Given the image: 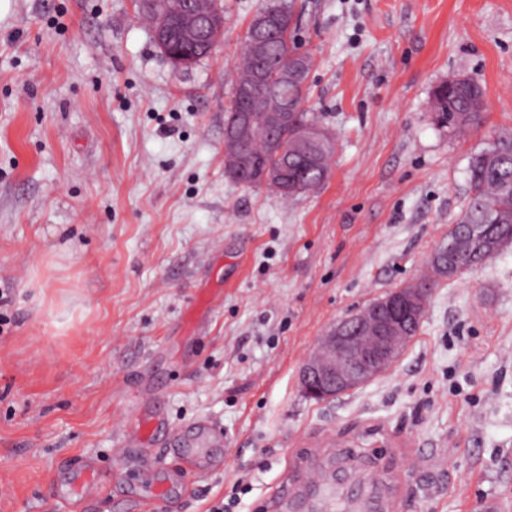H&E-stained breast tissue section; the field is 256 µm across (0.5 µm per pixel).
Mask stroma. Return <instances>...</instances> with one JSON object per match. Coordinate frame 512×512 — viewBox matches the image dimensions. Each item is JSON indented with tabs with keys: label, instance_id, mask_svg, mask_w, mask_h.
Segmentation results:
<instances>
[{
	"label": "stroma",
	"instance_id": "35a3bbf8",
	"mask_svg": "<svg viewBox=\"0 0 512 512\" xmlns=\"http://www.w3.org/2000/svg\"><path fill=\"white\" fill-rule=\"evenodd\" d=\"M175 69L135 0H0V512H48L90 459L105 484L67 512H151L111 481L137 401L205 419L221 464L178 467L165 512H265L303 454L386 467L405 512H512V246L439 278L396 362L335 399L299 383L340 319L427 274L471 197V157L512 133V0H293L329 178L283 200L224 170V114L250 18ZM485 90L477 131L431 119L434 88Z\"/></svg>",
	"mask_w": 512,
	"mask_h": 512
}]
</instances>
